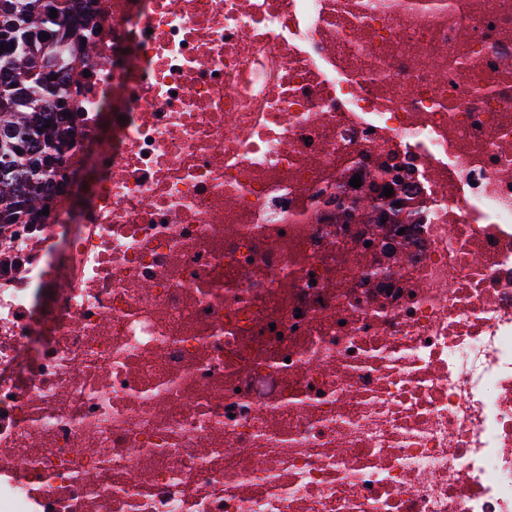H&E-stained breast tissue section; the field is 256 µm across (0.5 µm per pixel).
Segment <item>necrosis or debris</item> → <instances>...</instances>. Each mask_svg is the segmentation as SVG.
Listing matches in <instances>:
<instances>
[{
    "label": "necrosis or debris",
    "mask_w": 512,
    "mask_h": 512,
    "mask_svg": "<svg viewBox=\"0 0 512 512\" xmlns=\"http://www.w3.org/2000/svg\"><path fill=\"white\" fill-rule=\"evenodd\" d=\"M72 16L56 191L0 224V512H512V0Z\"/></svg>",
    "instance_id": "1"
}]
</instances>
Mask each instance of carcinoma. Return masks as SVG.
Here are the masks:
<instances>
[{
    "label": "carcinoma",
    "mask_w": 512,
    "mask_h": 512,
    "mask_svg": "<svg viewBox=\"0 0 512 512\" xmlns=\"http://www.w3.org/2000/svg\"><path fill=\"white\" fill-rule=\"evenodd\" d=\"M70 2L0 0V224L31 223L54 185L67 111L62 47L81 39L68 23Z\"/></svg>",
    "instance_id": "carcinoma-1"
}]
</instances>
